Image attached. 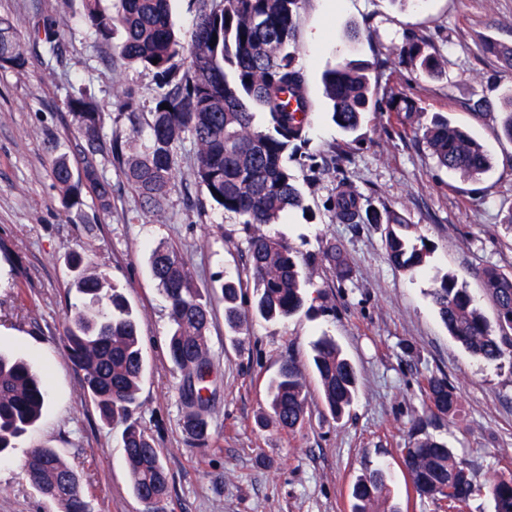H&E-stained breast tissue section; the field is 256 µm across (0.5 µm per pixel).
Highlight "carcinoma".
<instances>
[{"label":"carcinoma","mask_w":512,"mask_h":512,"mask_svg":"<svg viewBox=\"0 0 512 512\" xmlns=\"http://www.w3.org/2000/svg\"><path fill=\"white\" fill-rule=\"evenodd\" d=\"M169 2L120 0L121 9L110 14L101 8L100 0H84L85 27L103 40L122 30L121 58L153 70L161 93L146 122L133 92L124 91L116 101L128 115L132 136L140 135L144 124L149 129L147 144L139 149L118 137H104V110L92 97L80 91L68 97L66 108L81 142L83 166L73 170L64 154L52 162L63 209L82 212L86 191L100 211L111 208L112 185L99 178L96 167V158L107 156L136 192L142 208L152 215L163 212L176 184L178 149L187 137L197 146L195 180L217 208L256 227L277 224L288 212L305 209L304 195L288 166V160L297 157L308 142L314 112L294 52L305 0H203L185 42L172 27ZM39 46L54 58L60 56L58 33L43 19L33 25V47ZM184 52L189 63L180 71L175 58ZM399 55L417 71L435 74L441 69L440 58L425 51L421 41L407 42ZM26 61L27 50L17 41L11 23L0 18V66L20 68ZM322 85L331 119L346 132L358 131L367 114L382 111L367 64L338 63L323 73ZM390 103L394 111L404 113L405 121L417 118L416 107L406 98L392 96ZM164 104L168 108H162ZM257 110L265 115L262 130L254 124ZM501 113L503 134L512 140V92L504 94ZM423 139L439 166L464 177L473 178L491 168L484 147L445 118L425 127ZM333 211L341 224L363 220L359 196L345 183L336 193ZM371 222L386 225V254L394 266L412 273L427 265L432 247L425 238L409 234L411 225L400 212L387 209L371 217ZM321 260L338 277L348 276L350 262L338 245H329ZM302 262L276 236H251L246 266L254 284L253 310L268 320L299 313L306 301ZM89 264L80 253L69 260L73 286L88 304L75 308L62 336L63 346L103 420L125 424L123 458L134 496L148 512H162L169 493L163 456L152 436L132 421L145 371L139 318L120 287L88 271ZM150 264L168 303L167 351L181 373L180 393L188 408L182 427L191 444L204 447L211 435L206 417L211 299L195 287L187 264L173 247L156 245ZM483 280L496 306L494 328L454 277L436 280L431 296L449 334L469 353L494 362L512 356V276L490 267L483 271ZM241 288V281L233 278L220 285L224 321L232 329L250 314V309L238 305ZM312 363L323 404L339 421L356 397L357 369L326 336L314 343ZM423 387L430 416L458 414L459 396L447 378L430 376ZM47 397L44 379L32 372L25 359L0 354V459L33 429ZM268 406L260 426L293 434L303 425L308 392L294 361L285 362L269 382ZM400 452L416 493L443 502L448 512H465L480 491L467 463L430 435ZM24 473L59 512H91L80 475L57 449H30ZM485 489L494 500L495 512H512L511 476L495 477ZM389 494L387 471L377 467L354 482L353 512H378Z\"/></svg>","instance_id":"1"}]
</instances>
